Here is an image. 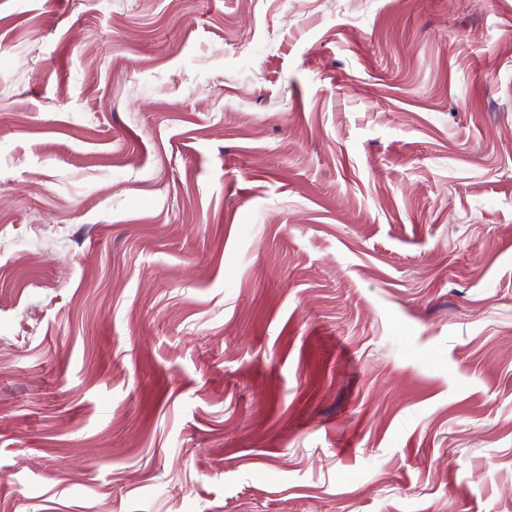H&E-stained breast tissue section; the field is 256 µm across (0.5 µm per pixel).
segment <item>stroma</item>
Listing matches in <instances>:
<instances>
[{"mask_svg": "<svg viewBox=\"0 0 512 512\" xmlns=\"http://www.w3.org/2000/svg\"><path fill=\"white\" fill-rule=\"evenodd\" d=\"M0 512H512V0H0Z\"/></svg>", "mask_w": 512, "mask_h": 512, "instance_id": "1", "label": "stroma"}]
</instances>
